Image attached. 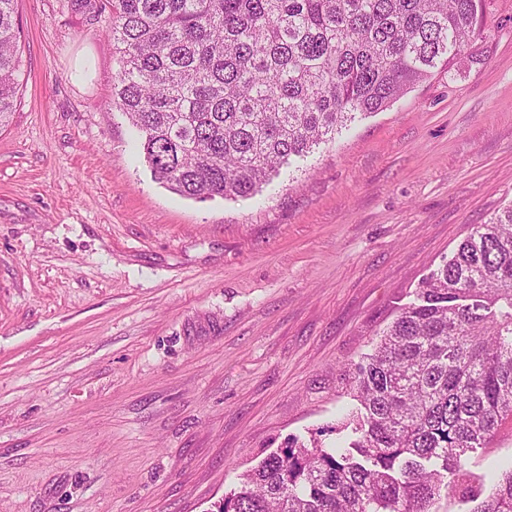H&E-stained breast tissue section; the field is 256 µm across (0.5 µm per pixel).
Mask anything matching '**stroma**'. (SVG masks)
<instances>
[{
  "label": "stroma",
  "mask_w": 512,
  "mask_h": 512,
  "mask_svg": "<svg viewBox=\"0 0 512 512\" xmlns=\"http://www.w3.org/2000/svg\"><path fill=\"white\" fill-rule=\"evenodd\" d=\"M0 128V512H208L288 439L346 440L349 368L512 203V0L482 62L357 119L248 199L156 182L77 0H18ZM512 460V423L470 454Z\"/></svg>",
  "instance_id": "1"
}]
</instances>
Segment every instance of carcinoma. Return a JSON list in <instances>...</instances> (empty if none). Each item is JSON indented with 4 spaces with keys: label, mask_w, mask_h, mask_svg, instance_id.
Instances as JSON below:
<instances>
[{
    "label": "carcinoma",
    "mask_w": 512,
    "mask_h": 512,
    "mask_svg": "<svg viewBox=\"0 0 512 512\" xmlns=\"http://www.w3.org/2000/svg\"><path fill=\"white\" fill-rule=\"evenodd\" d=\"M18 0H0V125L20 85ZM112 39V109L154 179L245 199L357 116L450 70L485 39L486 0H81ZM354 364L347 445L296 440L209 512H512V468L467 482L512 420V204L478 224Z\"/></svg>",
    "instance_id": "cac0c4a2"
}]
</instances>
